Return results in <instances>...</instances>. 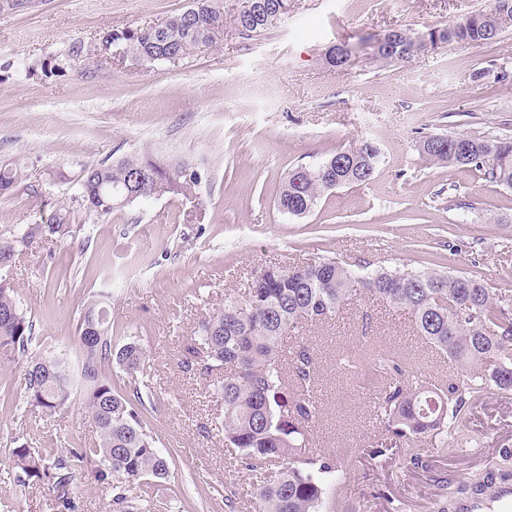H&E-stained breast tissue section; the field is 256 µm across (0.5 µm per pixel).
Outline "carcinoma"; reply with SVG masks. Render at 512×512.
<instances>
[{
  "label": "carcinoma",
  "mask_w": 512,
  "mask_h": 512,
  "mask_svg": "<svg viewBox=\"0 0 512 512\" xmlns=\"http://www.w3.org/2000/svg\"><path fill=\"white\" fill-rule=\"evenodd\" d=\"M256 2L257 14L226 19L221 0H192L188 17L182 11L163 25L116 28L106 36L137 65L174 63L202 44L215 43L226 21L249 37L266 30L267 8L291 7L290 0ZM507 20L512 22V0H490L487 8L459 22L428 30L431 44L424 51L450 43L492 44ZM416 37L410 31L386 35V42L372 50L374 59L386 64L406 60ZM352 56L353 48L346 44L331 48L326 61L341 67ZM422 153L433 163L475 171L488 182L512 189V135L507 132L432 135L423 141ZM380 162V148L366 140L313 166H297L288 172L278 209L303 218L337 188L370 181ZM157 179L174 197L189 195L201 182L191 164L149 153L92 165L82 171L71 205L56 213L51 223L0 231V242L18 238V247L28 248L43 236L69 237L71 211L110 215L123 207L120 200L130 191L138 193L139 201L153 197ZM14 260L0 252V362L7 363L25 353L33 330L11 277ZM363 268L366 272L361 273L328 258L256 271L243 296H224V307L201 322L199 342L188 346L180 359L181 367L189 371L202 356L208 372L224 373L219 395L224 402V444L231 449L229 468L245 470L259 482L255 512H323L338 465L336 455L311 443L322 411V373L314 347L302 337L292 342L289 338L310 322L334 319L340 307L358 294L408 310L414 335L447 355L455 370L446 380L426 381L410 374L392 353L347 360L361 377L382 383L375 412L386 438L354 449L357 455L385 456L390 443L411 451L435 448L472 397L486 388L512 391L511 293L490 288L475 275L371 270L367 264ZM77 341L83 359L76 374L64 354L53 350L28 362L27 404L53 415L80 403L97 429L98 440L89 444L78 440L64 453L20 444L12 449L14 464L27 477L51 486L58 512H74L69 487L86 475L110 498L112 512H153L149 488L167 479L169 462L142 415L112 386L110 371L115 363L137 379L143 348L134 336L114 343L111 319L96 301L83 312Z\"/></svg>",
  "instance_id": "carcinoma-1"
}]
</instances>
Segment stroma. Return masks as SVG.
I'll return each mask as SVG.
<instances>
[{
	"instance_id": "stroma-1",
	"label": "stroma",
	"mask_w": 512,
	"mask_h": 512,
	"mask_svg": "<svg viewBox=\"0 0 512 512\" xmlns=\"http://www.w3.org/2000/svg\"><path fill=\"white\" fill-rule=\"evenodd\" d=\"M490 0H292L266 31L225 27L216 44L177 63L138 66L98 53L104 32L162 25L189 0H0V166L22 179L0 194V229L43 224L68 204L89 165L144 151L189 162L202 181L186 197L139 201L97 218L75 212L72 237L38 241L13 270L35 324L28 356L76 341L90 295L108 297L121 336L144 348L140 371L113 368L114 386L140 396L147 427L170 458L153 490L155 512H229L248 472L224 468V405L218 375L177 361L199 322L242 293L254 271L336 258L391 267L465 272L512 291V191L478 174L428 161L431 135L499 134L512 124V30L490 45L450 44L403 64L371 59L367 40L390 28L424 33ZM345 31L331 29L336 18ZM356 46L330 66L327 49ZM63 72H53L57 62ZM372 140L382 162L369 183L337 189L305 218L276 207L289 170ZM323 365V413L312 439L342 456L335 512H440L460 478L479 480L512 448V392L490 389L455 423L447 450L419 449L417 464L393 449L352 451L379 438L374 394L336 369L371 341L406 353L412 374L434 380L452 368L414 336L412 317L353 297L336 320L308 327ZM26 361L0 365V512H57L47 484H20L13 439L66 449L94 441L80 406L47 415L26 405Z\"/></svg>"
}]
</instances>
